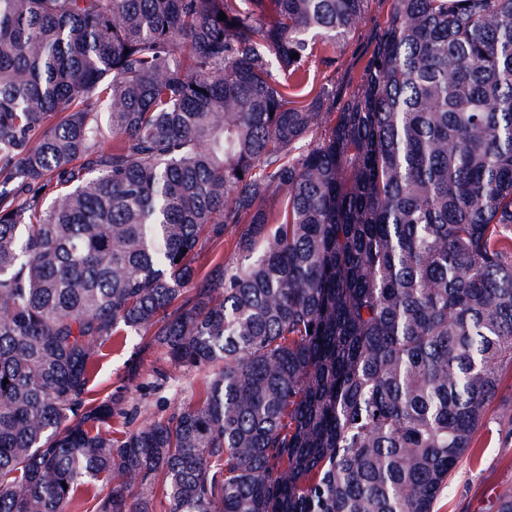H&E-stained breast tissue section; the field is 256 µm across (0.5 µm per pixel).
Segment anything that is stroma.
<instances>
[{
    "label": "stroma",
    "instance_id": "stroma-1",
    "mask_svg": "<svg viewBox=\"0 0 512 512\" xmlns=\"http://www.w3.org/2000/svg\"><path fill=\"white\" fill-rule=\"evenodd\" d=\"M390 11V0H367L358 31L336 46L332 62L315 57L309 63L315 86H332L337 101L346 100L361 82L377 29ZM168 385L156 388L159 374ZM205 371L191 373L171 367L160 352L135 345L109 346L98 363L97 379L110 386L132 410V426L171 414L201 386ZM512 366L492 399L487 423L477 436L474 454L460 459L448 477V487L434 504V512H497L500 496L512 490Z\"/></svg>",
    "mask_w": 512,
    "mask_h": 512
}]
</instances>
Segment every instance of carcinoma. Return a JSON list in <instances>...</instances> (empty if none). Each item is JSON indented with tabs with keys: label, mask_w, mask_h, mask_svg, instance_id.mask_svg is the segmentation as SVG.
Returning a JSON list of instances; mask_svg holds the SVG:
<instances>
[{
	"label": "carcinoma",
	"mask_w": 512,
	"mask_h": 512,
	"mask_svg": "<svg viewBox=\"0 0 512 512\" xmlns=\"http://www.w3.org/2000/svg\"><path fill=\"white\" fill-rule=\"evenodd\" d=\"M273 2L0 0V512H432L475 447L512 0H391L339 108L307 65L366 0ZM123 342L211 373L131 429L93 384Z\"/></svg>",
	"instance_id": "obj_1"
}]
</instances>
